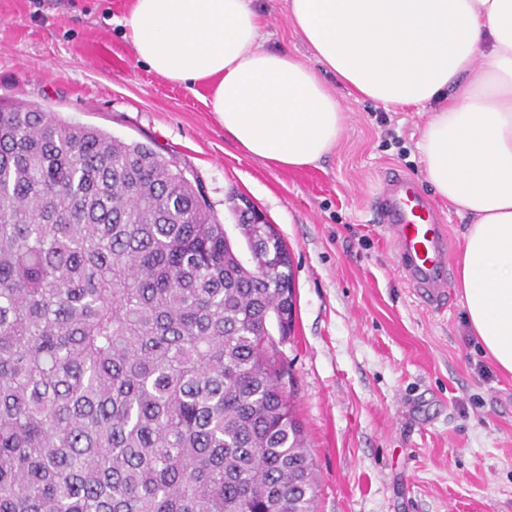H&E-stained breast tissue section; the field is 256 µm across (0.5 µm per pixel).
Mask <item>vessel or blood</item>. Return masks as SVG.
I'll return each instance as SVG.
<instances>
[{
    "mask_svg": "<svg viewBox=\"0 0 512 512\" xmlns=\"http://www.w3.org/2000/svg\"><path fill=\"white\" fill-rule=\"evenodd\" d=\"M376 210L394 237L408 286L428 301H438L445 287L447 236L418 183L401 174L386 177Z\"/></svg>",
    "mask_w": 512,
    "mask_h": 512,
    "instance_id": "vessel-or-blood-1",
    "label": "vessel or blood"
}]
</instances>
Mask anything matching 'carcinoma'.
Masks as SVG:
<instances>
[{
    "mask_svg": "<svg viewBox=\"0 0 512 512\" xmlns=\"http://www.w3.org/2000/svg\"><path fill=\"white\" fill-rule=\"evenodd\" d=\"M140 142L0 106V512H314L288 247Z\"/></svg>",
    "mask_w": 512,
    "mask_h": 512,
    "instance_id": "obj_1",
    "label": "carcinoma"
}]
</instances>
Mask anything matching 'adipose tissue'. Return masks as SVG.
Returning <instances> with one entry per match:
<instances>
[{
  "label": "adipose tissue",
  "instance_id": "obj_1",
  "mask_svg": "<svg viewBox=\"0 0 512 512\" xmlns=\"http://www.w3.org/2000/svg\"><path fill=\"white\" fill-rule=\"evenodd\" d=\"M307 56L260 44L254 0H133L120 25L139 61L189 86L248 155L316 165L345 114L319 76L389 109L430 114L418 143L436 194L467 217L465 317L512 374V0H288Z\"/></svg>",
  "mask_w": 512,
  "mask_h": 512
}]
</instances>
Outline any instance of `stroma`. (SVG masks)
Wrapping results in <instances>:
<instances>
[{"label":"stroma","instance_id":"obj_1","mask_svg":"<svg viewBox=\"0 0 512 512\" xmlns=\"http://www.w3.org/2000/svg\"><path fill=\"white\" fill-rule=\"evenodd\" d=\"M131 0H0V104H29L77 126L176 157L243 260L233 211L260 210L288 246L292 331L277 340L317 482L316 512H512V376L470 332L457 263L464 219L426 187L417 143L427 113L349 95L346 122L317 165L246 155L197 89L138 61L119 20ZM263 43L295 49L288 0H257ZM397 172L424 185L448 232L447 293L408 288L374 196Z\"/></svg>","mask_w":512,"mask_h":512}]
</instances>
